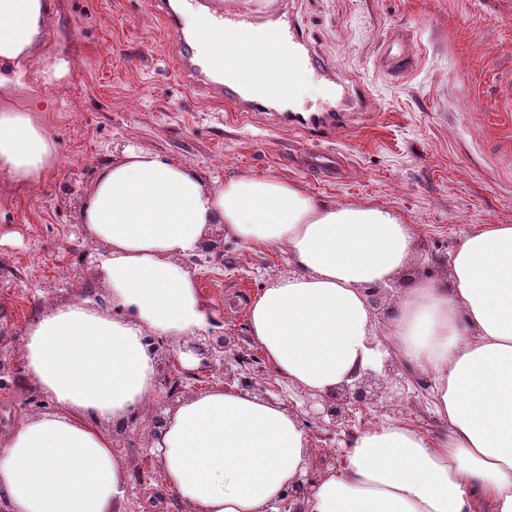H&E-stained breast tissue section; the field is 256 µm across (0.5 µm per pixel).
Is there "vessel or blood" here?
<instances>
[{
  "mask_svg": "<svg viewBox=\"0 0 512 512\" xmlns=\"http://www.w3.org/2000/svg\"><path fill=\"white\" fill-rule=\"evenodd\" d=\"M184 7L196 12L201 25L223 35L222 45L204 46L177 33L172 51L180 61L181 77L194 90L234 105L243 117L272 112L276 125L307 140L346 124L342 113H302L289 108L273 111V104L291 90L289 74L300 68L319 75L326 72L319 58L298 52L299 35L294 27L275 22L256 24L235 0H184ZM412 61L409 49L395 53L388 45L379 47L377 63L389 75L406 73Z\"/></svg>",
  "mask_w": 512,
  "mask_h": 512,
  "instance_id": "obj_1",
  "label": "vessel or blood"
}]
</instances>
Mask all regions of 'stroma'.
<instances>
[{"label":"stroma","instance_id":"35a3bbf8","mask_svg":"<svg viewBox=\"0 0 512 512\" xmlns=\"http://www.w3.org/2000/svg\"><path fill=\"white\" fill-rule=\"evenodd\" d=\"M285 15L329 66L322 79L300 76V106L344 110L348 97L363 100L354 127L327 145L341 169L301 167L294 132L258 113L233 123L230 105L194 94L177 74L173 34L154 0H58L38 75L0 88V99L30 113L58 150L38 180L0 179L1 435L54 410L25 375L30 326L51 305L110 294L79 212L126 145L205 176L271 175L331 201L397 211L417 234L405 289L445 276L449 252L473 226L512 224V0H287ZM392 31L407 36L417 61L405 78L374 66L379 38ZM209 236L223 240L224 255L195 269L203 300L229 347L257 354L248 302L295 267L282 253L224 237L220 225ZM387 418L428 435L443 428L424 390L397 410L355 412L352 428ZM112 436L137 490L136 512H187L148 459L146 431L132 425Z\"/></svg>","mask_w":512,"mask_h":512}]
</instances>
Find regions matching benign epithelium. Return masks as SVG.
Listing matches in <instances>:
<instances>
[{"mask_svg":"<svg viewBox=\"0 0 512 512\" xmlns=\"http://www.w3.org/2000/svg\"><path fill=\"white\" fill-rule=\"evenodd\" d=\"M224 251V244L205 239L190 256L182 259V265L190 272L201 264L202 258H210V254L217 256ZM367 303L378 323L387 322L394 313L391 300L398 296V283L370 285L364 288ZM183 351L192 352L199 364L194 369H185L180 361L171 358L164 363L165 368H173L178 376L192 379L200 374L215 370V366H224V371L232 370V365L239 363L238 355L229 352L220 336L207 344L195 339L188 341ZM418 385L410 368L399 360L390 357L384 360L379 371L368 369L356 371L349 376V380L339 384L327 394H305L303 405L295 408L296 416H304L313 420L312 435L324 441H334L338 449L336 455H341V444L348 443L353 436L351 422L353 411L356 409L375 408L380 404H394L397 399L409 394V388ZM161 405L153 410L149 428L150 439L158 440L162 435L165 423ZM317 476L315 469L309 468L307 474L300 477L296 484L284 495L280 504V512H308L307 502L310 499L313 484Z\"/></svg>","mask_w":512,"mask_h":512,"instance_id":"benign-epithelium-1","label":"benign epithelium"}]
</instances>
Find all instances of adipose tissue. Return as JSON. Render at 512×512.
Listing matches in <instances>:
<instances>
[{
    "label": "adipose tissue",
    "instance_id": "adipose-tissue-1",
    "mask_svg": "<svg viewBox=\"0 0 512 512\" xmlns=\"http://www.w3.org/2000/svg\"><path fill=\"white\" fill-rule=\"evenodd\" d=\"M56 0H0V87L40 48ZM57 156L24 112H0V178L38 179ZM103 265L111 316L89 300L54 306L24 344L29 383L54 405L0 444V512H115L124 466L106 423H128L153 398L148 335L181 343L211 328L195 278L179 265L210 225L259 251L285 254L293 275L248 305V330L288 386L324 394L393 356L428 376L448 426L429 436L396 420L359 433L342 470L323 477L311 512H512V224H483L423 278L383 325L364 286L402 274L415 248L405 218L373 203H336L297 183L239 175L218 183L187 164L126 146L80 211ZM190 512H279L309 463L308 437L276 399L227 385L165 413L153 447Z\"/></svg>",
    "mask_w": 512,
    "mask_h": 512
}]
</instances>
